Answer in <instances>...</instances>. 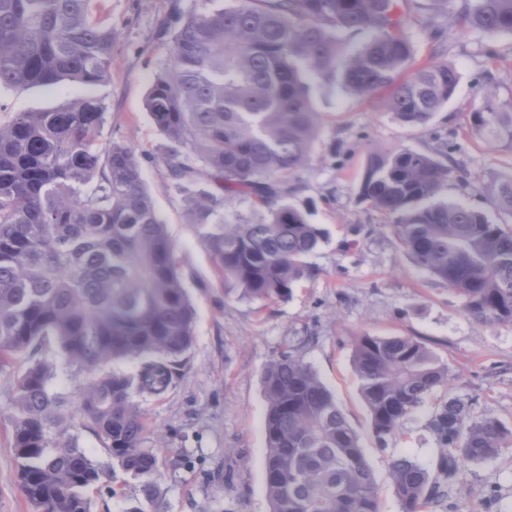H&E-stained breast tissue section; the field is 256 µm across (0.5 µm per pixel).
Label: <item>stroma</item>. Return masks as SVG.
Returning a JSON list of instances; mask_svg holds the SVG:
<instances>
[{"mask_svg":"<svg viewBox=\"0 0 512 512\" xmlns=\"http://www.w3.org/2000/svg\"><path fill=\"white\" fill-rule=\"evenodd\" d=\"M206 0H101L112 20V76L103 84L0 88V123L20 112H39L78 97L98 99L106 112L98 143L117 141L140 157L144 182L176 245V259L196 311L191 347L175 368L168 390L144 400L148 430L144 447L159 457L156 479L162 512H270L265 485L267 401L262 371L305 336L314 342L303 357L333 393L349 425L360 435L373 470L381 512H400L388 474L391 457L431 464L435 449L424 428L434 408L426 401L389 448H379L352 363L358 336H409L423 343L454 378L448 396L474 398L475 415L492 414L512 425V325H484L462 309L460 297L417 267L384 226L385 219L358 198L368 150L432 151L441 134L462 146L466 182L449 181L443 193L491 211L482 185L512 173V151L463 136L465 112L479 109L478 83L494 87L512 104V38L457 32L446 58L459 73L456 93L423 127L402 123L381 101L362 100L338 82L315 79L310 88L321 116L309 161L292 177L290 198L326 239L309 261L319 270L275 302L225 294L186 200L170 186L161 163L166 141L153 125L145 99L164 70L171 49L161 21L190 13ZM496 50L497 60L479 51ZM52 391L69 400L68 436L97 463L100 479L86 495L91 512H129L139 481L112 460L98 434L87 427L77 394L88 372L55 356ZM17 369L0 375V512H32L18 478L11 446ZM446 512H512V448L469 466L464 487L451 491Z\"/></svg>","mask_w":512,"mask_h":512,"instance_id":"1","label":"stroma"}]
</instances>
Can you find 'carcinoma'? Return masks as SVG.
Instances as JSON below:
<instances>
[{
	"instance_id": "carcinoma-1",
	"label": "carcinoma",
	"mask_w": 512,
	"mask_h": 512,
	"mask_svg": "<svg viewBox=\"0 0 512 512\" xmlns=\"http://www.w3.org/2000/svg\"><path fill=\"white\" fill-rule=\"evenodd\" d=\"M436 40L416 61L398 0H235L178 17L170 25L166 68L146 109L166 140L170 183L211 181L188 199L195 225L224 282L241 296L283 299L312 279L308 262L324 240L288 198L290 178L309 160L320 123L310 99L315 78H337L403 123L426 124L455 94L459 75L443 59L445 27L512 38V0H427ZM343 32H363L356 51ZM112 22L94 0H0V87L98 85L112 75ZM467 114L464 131L512 148V111L491 86ZM101 102L19 112L0 123V373L20 368L12 447L22 491L34 512H90L84 490L96 483L93 459L67 437V400L50 391L55 345L65 360L96 372L81 392L86 420L119 468L140 479L142 500L159 499L158 457L142 446L146 417L133 394L157 396L193 339L195 309L175 245L127 145L100 148ZM439 139L432 152L368 154L361 201L382 213L417 265L456 292L481 324L512 325V224L492 219L441 192L465 180ZM512 218V174L485 187ZM246 195L266 216L224 217V197ZM270 362L262 384L265 483L271 512H380L372 469L301 350ZM140 359L136 378L106 371ZM353 365L371 415V431L388 447L401 427L452 379L448 364L408 336L357 337ZM473 399H442L425 428L437 451L434 468L394 456L389 476L401 512L442 508L464 470L512 447V426L472 415Z\"/></svg>"
}]
</instances>
